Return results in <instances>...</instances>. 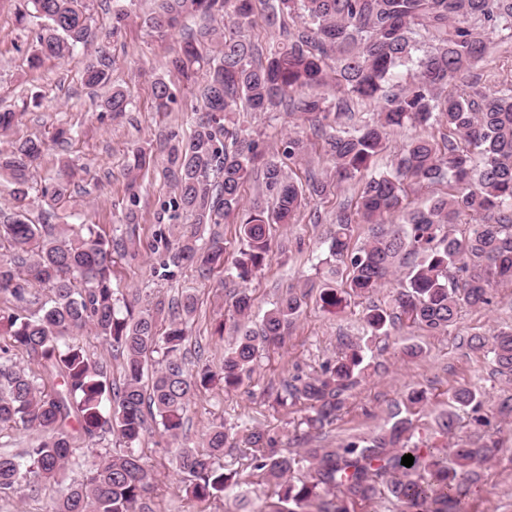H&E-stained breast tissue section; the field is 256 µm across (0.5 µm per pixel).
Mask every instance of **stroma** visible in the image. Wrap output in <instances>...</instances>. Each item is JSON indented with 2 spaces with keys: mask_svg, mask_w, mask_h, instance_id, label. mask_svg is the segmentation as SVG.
<instances>
[{
  "mask_svg": "<svg viewBox=\"0 0 512 512\" xmlns=\"http://www.w3.org/2000/svg\"><path fill=\"white\" fill-rule=\"evenodd\" d=\"M19 4L20 0H0V100L29 104L18 115L14 135L48 140V150L32 172V217H40L46 209L42 187L58 173L68 172L70 197L58 205L57 220L98 225L113 240L112 288L118 299L140 310L159 303L170 306L185 294L197 298L198 310L185 350L186 365L193 371L205 365L216 369L223 363L232 338L217 337L214 330L219 321H231L238 291L252 297L256 322L281 295L291 291L305 297L301 317L281 345L263 352L250 380L230 393L216 384L198 397L186 416L184 435L197 441L218 422L239 429L259 422L278 434L289 451L334 448L383 428L411 391H421L426 397L417 408L419 422L425 423L447 409L454 390L468 387L482 394L484 405L480 413H461L455 437L495 443L490 459L479 469V480L470 488L471 512H512V416L498 411L500 398L512 395V378L495 372L487 350L473 349L468 343L472 336L489 337L512 326V285L497 288L490 307L463 309L446 334L433 336L404 327L393 331L390 338L370 342L365 360L375 365V372L351 391L334 424L320 431L308 428L303 405L281 408L275 406L274 397L292 375L320 370L335 358L343 340L362 334L361 304L330 312L319 300L330 265L327 246L336 212L354 199L352 187L345 184L311 200L295 223L273 225L272 261L249 281H241L232 273L239 247L237 224L199 227L186 213L163 210L162 202L173 195L163 160H156L145 172L137 199H130L126 190L125 171L133 148H155L157 140L170 133L187 139L202 115L200 102L183 90L177 93L173 111L153 108L151 87L167 75L165 60L175 37H158L137 21L111 37L110 50L116 60L112 83L130 100L129 111L115 118L99 108L105 89L88 88L82 80L87 49L77 48L73 60L38 71L28 69L26 56L34 35L15 21ZM510 82L512 48H496L477 69L472 87L489 92ZM239 120L261 145L270 148L296 128L295 119L282 112H244ZM61 126L70 128V138L54 139ZM317 214L322 217L318 223L313 220ZM191 233L204 243L215 238L223 242V268L203 274L186 266L167 277L157 275V238L174 243ZM412 343L422 346L419 357L404 355V346ZM140 450L155 478V490L146 501L150 512H233L235 504L230 498L203 507L186 497L170 437L152 432L142 440Z\"/></svg>",
  "mask_w": 512,
  "mask_h": 512,
  "instance_id": "obj_1",
  "label": "stroma"
}]
</instances>
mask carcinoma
Instances as JSON below:
<instances>
[{"mask_svg": "<svg viewBox=\"0 0 512 512\" xmlns=\"http://www.w3.org/2000/svg\"><path fill=\"white\" fill-rule=\"evenodd\" d=\"M136 0H119L112 9L117 36ZM264 5L266 25L278 31L273 45L248 35L256 3ZM188 19L187 29L166 60L167 71L197 91L205 115L189 139L167 150L166 176L175 192L171 206L197 224H239L236 277L248 280L272 258L270 229L291 224L306 200L323 196L330 182L311 178L303 188L291 180L287 164L304 161L308 139L288 135L263 163L259 142L237 127L236 112H287L310 123L323 139L336 182L357 185L355 205L336 212L329 244L336 268L348 271L346 288H326L324 307L349 298L366 299L395 282L394 305H369L360 320L373 336H387L410 321L430 333H445L465 307L491 304V290L512 283V86L490 93L450 94L448 84L463 81L485 62L490 45H512V0H155L142 23L167 37ZM16 21L35 29L28 57L32 70L73 57L78 45L94 43L88 0H22ZM115 64L105 42L84 63V83L111 87L101 103L105 112L129 111L126 93L112 85ZM336 89L303 96L305 87ZM153 107L169 112L173 83L152 85ZM356 101L375 105L372 117L345 128ZM17 119L12 105H0V135H10ZM424 128L403 141L388 169L374 171L389 136L405 128ZM39 136L11 139L0 149V179L10 185L12 214L0 222V294L18 306L0 309V430L21 425L40 438L21 456L0 454V492L32 491L57 483L73 456L71 423L93 443L109 429L119 447L96 454L83 479L52 499L48 512H143L153 476L138 446L150 423L162 426L179 443L177 460L186 494L200 504L230 495L245 501L252 482L221 466L224 449L237 434L224 424L210 427L201 448L180 441L185 416L198 394L218 382L237 390L249 378L261 352L283 341L302 312V296L288 292L251 325L252 299L236 297L231 330L235 341L215 371L187 370L183 348L197 298L182 296L176 317L161 330L148 310H122L112 289V241L96 224H37L30 217L32 169L45 155ZM153 163L143 148L132 151L126 168L128 189L138 187ZM256 181L272 206L242 203L241 189ZM448 182V192L424 207H412L409 193ZM50 208L68 198L67 173L42 191ZM399 212L402 224L386 226ZM370 233L353 242L354 225ZM194 265L209 271L224 265V245L207 247L185 237L163 264ZM50 292L47 301L31 291ZM90 329L123 360V380L110 383L104 371L75 340ZM502 374L512 373V327L487 340ZM336 359L306 377L296 376L277 401L299 402L306 423L322 430L336 420L345 395L364 375V347L351 341ZM22 349L61 378L47 392L39 377L10 362ZM453 409L439 415L422 434L408 417L375 435L338 448H306L293 454L262 425L247 430L243 443L253 449L250 468L267 486L264 505L252 512H351L377 496L401 505V512H468V483L489 446L456 443L450 457L437 438L454 433L456 410L477 413L479 393L459 388ZM412 455L411 467L401 464Z\"/></svg>", "mask_w": 512, "mask_h": 512, "instance_id": "cac0c4a2", "label": "carcinoma"}]
</instances>
